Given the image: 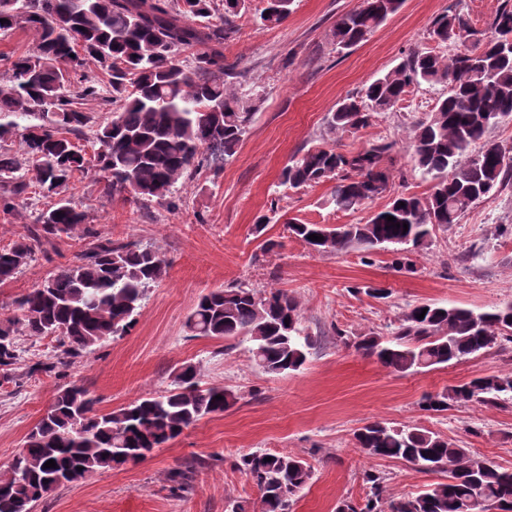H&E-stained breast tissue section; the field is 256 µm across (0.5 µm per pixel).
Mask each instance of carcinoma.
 <instances>
[{
	"instance_id": "cac0c4a2",
	"label": "carcinoma",
	"mask_w": 512,
	"mask_h": 512,
	"mask_svg": "<svg viewBox=\"0 0 512 512\" xmlns=\"http://www.w3.org/2000/svg\"><path fill=\"white\" fill-rule=\"evenodd\" d=\"M212 0H0V33L17 28L34 32L33 53L10 62L0 83V139L19 131L25 158L0 151V211H14L23 195L55 196L22 240L0 248V282L37 260V249L64 235L85 241L76 261L59 266L41 284L18 296V314L0 321V384L14 382L11 366L22 336L57 343L51 365L36 363L29 374L65 368L70 358L92 353L113 336L128 332L145 291L166 274L167 262L136 241L119 242L85 224L86 215L64 192L77 173L88 170L84 150L68 134L90 122L78 102L119 104L95 132L94 167L107 197L130 193L141 202L168 200L179 181L198 168L219 171L237 152L257 105L228 90L236 65L224 56V41L246 0H224V25L192 24L187 16L207 18ZM293 0H267L257 23L282 24ZM403 0H366V8L336 22V46L352 48L370 35ZM81 30L75 46L68 33ZM429 38L457 46L448 58L414 50L394 69L376 78L360 94L336 104L329 125L357 132L377 114L389 112L409 89L444 85L431 114L415 123L410 160L432 182L426 194H400L364 224L327 227L294 218L288 231L318 253H339L359 246L366 251L394 246L393 266L414 271L403 246L428 245L439 228L460 222L473 206L512 181V155L485 140L489 128L512 121V6L496 12L489 32L456 11L436 21ZM199 47L188 67L177 59L183 47ZM93 60L108 71L110 89L82 78ZM69 87L61 96L59 89ZM392 142L370 143L342 152L317 146L292 160L282 183L293 188L333 183L332 202L351 211L384 193L389 184L385 159ZM394 217L389 222L386 216ZM408 229L398 228V223ZM316 234L322 240L312 241ZM425 313L424 318L417 315ZM185 327L192 337H242L252 346L251 360L263 371L287 374L307 360L314 342L302 325L299 304L283 289L260 293L241 286L203 295ZM512 342V302L475 312L457 306L420 304L405 313L387 339L375 332L344 341L374 357L392 373L433 369L480 356ZM223 399L217 400L215 396ZM512 399V376L484 375L427 397L425 411L445 412L471 402L498 406ZM237 395L223 387L200 386L197 370L187 365L175 374V387L156 397L138 399L109 413L83 385L71 383L55 394L47 415L27 434L24 446L0 474V512H33L55 489L101 470L138 463L154 449L176 439L206 415L222 413ZM370 456L401 459L445 481L415 496L383 504L381 477L364 474L370 493L364 503L344 499L336 512H462L474 494L501 501L512 512V470L420 427L369 423L354 434ZM271 461H265V458ZM54 460L56 467L45 463ZM237 467L256 485L264 512H286L312 479V467L288 454L251 452ZM53 474L63 476L54 485Z\"/></svg>"
}]
</instances>
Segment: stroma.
I'll use <instances>...</instances> for the list:
<instances>
[{
	"label": "stroma",
	"instance_id": "obj_1",
	"mask_svg": "<svg viewBox=\"0 0 512 512\" xmlns=\"http://www.w3.org/2000/svg\"><path fill=\"white\" fill-rule=\"evenodd\" d=\"M459 3L472 25L485 32L503 0H404L367 40L342 51L334 27L360 0H294L288 20L273 28L257 24L262 2L250 0L224 44L225 56L238 65L230 85L257 105L235 157L220 172L203 168L178 183L172 206L106 197L98 172L75 175L66 195L85 212L87 223L109 237L157 250L167 272L148 289L130 331L72 358L65 376L28 375L35 362L53 361L55 344L48 338L26 340L17 364L21 387L0 388V471L22 449L58 388L69 383L87 387L99 410L109 412L165 393L173 386L174 370L191 364L202 385L230 389L239 400L192 424L137 465L57 488L35 512H231L239 501L257 512L260 495L236 467L240 455L254 451L286 453L311 464L313 477L288 512H336L342 499L364 501L368 471L381 476L386 501L443 481V474L366 455L354 433L368 422L416 425L512 469V400L498 407L473 402L439 415L421 408L427 396L449 386L480 375L512 374V343L502 351L401 375L336 336L340 329L351 338L371 331L391 336L404 314L421 303L485 311L512 302V236L499 234L500 225L512 224V185L479 202L458 224L436 231L426 248L413 250L411 272L393 267L387 251L311 252L285 226L292 217L308 224H362L397 194L429 192V180L409 160L408 145L415 122L433 111L444 86L412 88L393 111L376 115L356 133L331 129L328 117L339 101L358 94L410 50L450 55L451 47L430 40L428 31ZM381 140L395 144L386 161L388 189L357 210H336L331 184L281 183L284 167L308 148L348 151ZM48 204L27 195L11 214L0 213V247L19 241ZM266 213L270 223L256 231L257 218ZM81 249L77 238L54 239L48 257L0 283V320L15 315L16 297L57 266L73 262ZM355 284L386 289L388 296L350 293ZM236 285L281 288L300 302L315 346L299 371L266 373L251 361L247 342L188 335L185 321L199 297ZM194 459L205 465L192 489L172 492L171 473Z\"/></svg>",
	"mask_w": 512,
	"mask_h": 512
}]
</instances>
